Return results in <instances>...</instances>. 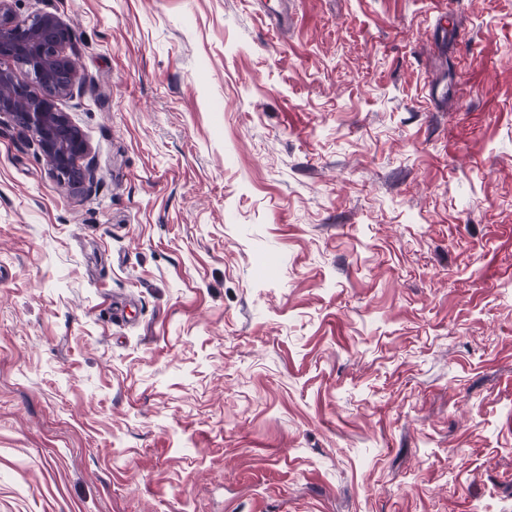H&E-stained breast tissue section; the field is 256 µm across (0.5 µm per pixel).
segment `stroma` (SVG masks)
Returning a JSON list of instances; mask_svg holds the SVG:
<instances>
[{"instance_id":"1","label":"stroma","mask_w":512,"mask_h":512,"mask_svg":"<svg viewBox=\"0 0 512 512\" xmlns=\"http://www.w3.org/2000/svg\"><path fill=\"white\" fill-rule=\"evenodd\" d=\"M13 7L99 182L0 125V512H512V0Z\"/></svg>"}]
</instances>
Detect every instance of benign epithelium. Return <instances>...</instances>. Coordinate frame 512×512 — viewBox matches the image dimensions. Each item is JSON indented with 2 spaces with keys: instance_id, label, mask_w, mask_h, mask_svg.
<instances>
[{
  "instance_id": "7a95c632",
  "label": "benign epithelium",
  "mask_w": 512,
  "mask_h": 512,
  "mask_svg": "<svg viewBox=\"0 0 512 512\" xmlns=\"http://www.w3.org/2000/svg\"><path fill=\"white\" fill-rule=\"evenodd\" d=\"M12 3L0 0V124L30 132L58 182L90 192L96 165L79 129L55 104L72 93L77 80L75 59L66 53L72 32L51 13L21 19ZM17 65L25 68L26 79L16 75Z\"/></svg>"
}]
</instances>
